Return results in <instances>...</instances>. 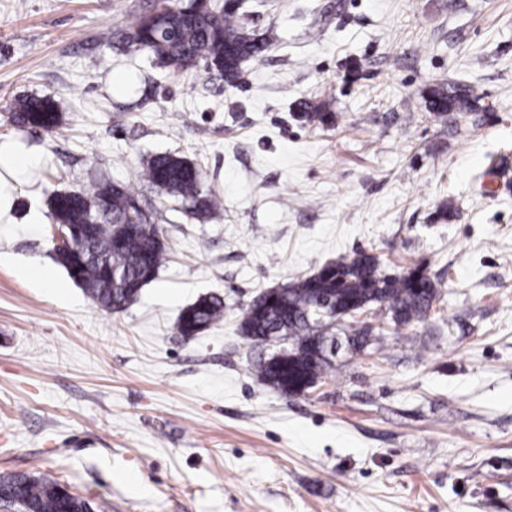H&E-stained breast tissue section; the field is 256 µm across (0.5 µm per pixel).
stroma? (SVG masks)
Returning a JSON list of instances; mask_svg holds the SVG:
<instances>
[{"label":"stroma","instance_id":"1","mask_svg":"<svg viewBox=\"0 0 512 512\" xmlns=\"http://www.w3.org/2000/svg\"><path fill=\"white\" fill-rule=\"evenodd\" d=\"M162 2L0 0V142L40 157L0 223V475L94 512H512V0H243L269 49L232 85L123 42ZM448 84L475 110L430 114ZM23 95L62 126L16 131ZM158 152L200 165L222 214L136 180ZM101 172L152 202L170 251L116 313L57 263L48 206ZM359 249L441 280L429 316L365 314L377 344L308 393L257 382L245 305ZM209 293L223 322L184 338ZM224 320V298L220 294L205 295L185 307L178 319V331L193 338Z\"/></svg>","mask_w":512,"mask_h":512}]
</instances>
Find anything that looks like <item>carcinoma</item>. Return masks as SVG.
Segmentation results:
<instances>
[{
  "mask_svg": "<svg viewBox=\"0 0 512 512\" xmlns=\"http://www.w3.org/2000/svg\"><path fill=\"white\" fill-rule=\"evenodd\" d=\"M124 39L163 66L179 72L204 62L207 69L229 83L237 82L244 64L260 59L268 42L250 31L245 15L228 9L221 0L209 7H184L182 0L134 15ZM479 97L471 88L439 87L432 91L429 110L445 117L468 112ZM19 130L58 129L62 114L51 97L23 96L10 114ZM141 177L158 192L181 199L197 219L206 221L220 210L215 195L204 189L199 165L185 157L162 153L146 159ZM144 200L123 181L100 174L72 190H56L49 198L53 220L83 231L72 251L57 255L68 276L97 306L119 312L138 300L142 289L157 275L168 253L150 211L141 221ZM442 283L420 266L397 274L385 273L378 258L356 251L315 273L259 294L243 309L242 335L262 345L270 336L285 338L286 356L257 365L254 376L283 395H297L331 374L335 364L315 358L325 339L343 326L350 353L364 351L373 328L342 325L345 319L381 307L397 325L428 316L440 298ZM224 321V297L205 295L185 307L178 331L193 338ZM0 502L18 512H89L91 505L79 495H67L53 480L28 474L0 475Z\"/></svg>",
  "mask_w": 512,
  "mask_h": 512,
  "instance_id": "cac0c4a2",
  "label": "carcinoma"
}]
</instances>
